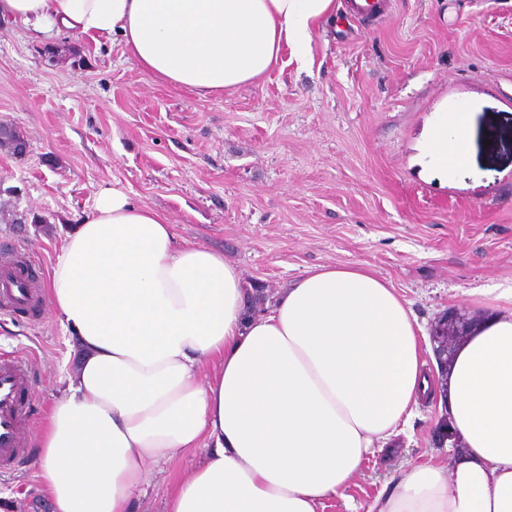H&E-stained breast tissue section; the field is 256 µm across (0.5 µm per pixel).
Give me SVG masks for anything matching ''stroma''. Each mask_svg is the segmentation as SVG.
Returning a JSON list of instances; mask_svg holds the SVG:
<instances>
[{
  "label": "stroma",
  "mask_w": 512,
  "mask_h": 512,
  "mask_svg": "<svg viewBox=\"0 0 512 512\" xmlns=\"http://www.w3.org/2000/svg\"><path fill=\"white\" fill-rule=\"evenodd\" d=\"M284 51L264 78L224 93L156 81L120 36L43 41L0 21V256L23 246L49 278L67 231L99 193L165 213L177 240L224 253L244 282L277 294L319 265H369L424 328L477 315L471 292L512 283V0H385L382 19L345 15ZM470 115L469 157L440 175L426 133ZM32 372L38 429L79 356L52 309L0 315V354ZM441 412L421 402L323 512H366L408 466L447 461ZM13 512H49L32 458L0 474Z\"/></svg>",
  "instance_id": "obj_1"
}]
</instances>
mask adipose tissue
I'll return each instance as SVG.
<instances>
[{
	"instance_id": "obj_1",
	"label": "adipose tissue",
	"mask_w": 512,
	"mask_h": 512,
	"mask_svg": "<svg viewBox=\"0 0 512 512\" xmlns=\"http://www.w3.org/2000/svg\"><path fill=\"white\" fill-rule=\"evenodd\" d=\"M335 0H0L31 36L120 35L158 80L200 96L266 75L304 48ZM459 112L428 135L439 169L468 155ZM50 304L77 366L35 439L51 512H131L150 472L196 456L163 512H322L398 435L433 381L410 301L363 264L306 270L259 315L236 264L177 241L167 216L101 192L65 235ZM448 374L463 444L415 465L367 512H512V285Z\"/></svg>"
}]
</instances>
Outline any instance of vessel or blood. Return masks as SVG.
<instances>
[{
	"instance_id": "obj_1",
	"label": "vessel or blood",
	"mask_w": 512,
	"mask_h": 512,
	"mask_svg": "<svg viewBox=\"0 0 512 512\" xmlns=\"http://www.w3.org/2000/svg\"><path fill=\"white\" fill-rule=\"evenodd\" d=\"M35 268L19 251L0 258V309L7 312L39 311L45 297ZM30 367L17 356L0 357V468H15L25 457L32 393Z\"/></svg>"
}]
</instances>
